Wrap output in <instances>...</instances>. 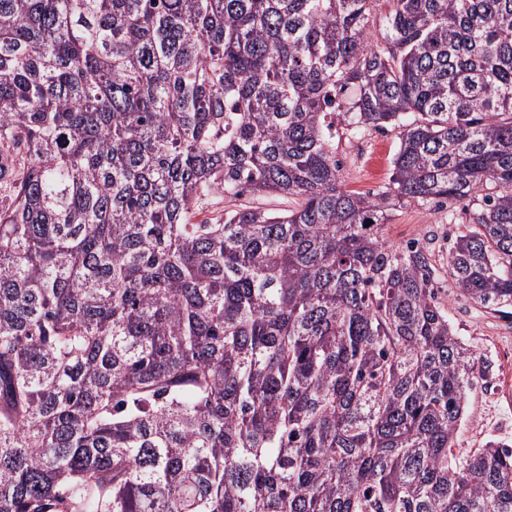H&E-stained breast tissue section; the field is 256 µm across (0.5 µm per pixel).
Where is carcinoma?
Masks as SVG:
<instances>
[{
    "label": "carcinoma",
    "instance_id": "1",
    "mask_svg": "<svg viewBox=\"0 0 512 512\" xmlns=\"http://www.w3.org/2000/svg\"><path fill=\"white\" fill-rule=\"evenodd\" d=\"M245 192L299 205L191 223ZM405 199L512 306V0H0V512H512ZM342 127L337 126L336 159L343 166L344 186L363 194L382 190L389 182L392 160L400 146L399 130L388 127L352 134Z\"/></svg>",
    "mask_w": 512,
    "mask_h": 512
}]
</instances>
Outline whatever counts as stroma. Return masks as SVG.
I'll use <instances>...</instances> for the list:
<instances>
[{
    "label": "stroma",
    "mask_w": 512,
    "mask_h": 512,
    "mask_svg": "<svg viewBox=\"0 0 512 512\" xmlns=\"http://www.w3.org/2000/svg\"><path fill=\"white\" fill-rule=\"evenodd\" d=\"M400 140L396 129H369L352 133L339 129L336 156L341 162L344 185L348 190L372 194L382 190L392 174V160ZM293 197L244 194L238 197H213L208 205L196 209L194 222L210 221L224 211L260 207L285 212L297 208ZM470 215L464 204L408 200L393 210L382 235L388 244L400 246L410 241L423 243L432 253L436 267L437 297L459 336L482 357L495 360L497 354H512V314L493 311L461 295L445 272L448 237L465 224ZM497 369H490L492 385L480 384L469 396L468 415L457 435L455 446L468 452L491 439L512 441V390H505Z\"/></svg>",
    "instance_id": "obj_1"
}]
</instances>
